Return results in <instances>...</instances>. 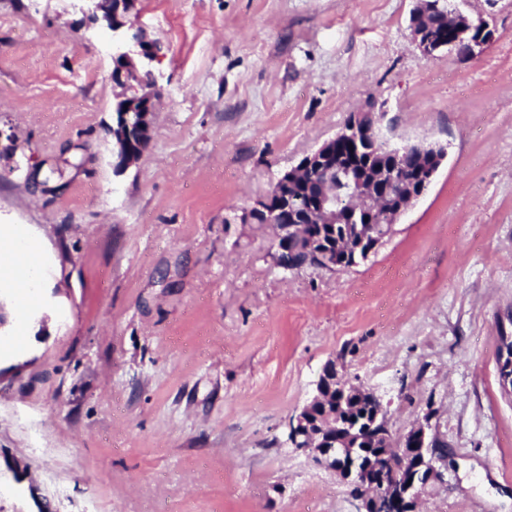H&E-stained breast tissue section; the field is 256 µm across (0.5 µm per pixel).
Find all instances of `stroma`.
<instances>
[{
  "label": "stroma",
  "instance_id": "stroma-1",
  "mask_svg": "<svg viewBox=\"0 0 512 512\" xmlns=\"http://www.w3.org/2000/svg\"><path fill=\"white\" fill-rule=\"evenodd\" d=\"M492 40L424 56L417 0H136L155 121L112 165L111 31L80 0H0V252L38 254L0 354V512H357L287 440L335 363L393 438L429 417L443 478L420 512H512V0H452ZM384 107L389 146H441L368 258L283 269L236 215Z\"/></svg>",
  "mask_w": 512,
  "mask_h": 512
}]
</instances>
